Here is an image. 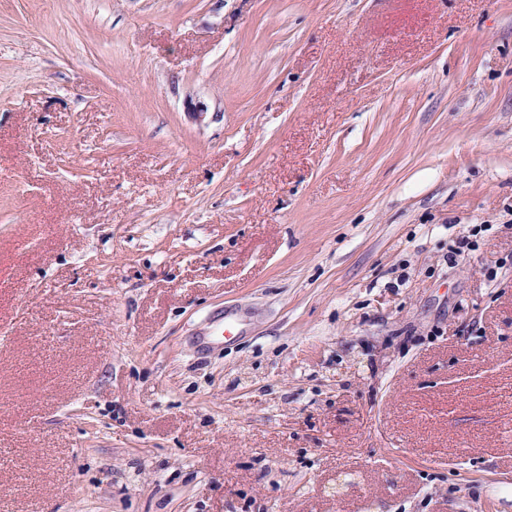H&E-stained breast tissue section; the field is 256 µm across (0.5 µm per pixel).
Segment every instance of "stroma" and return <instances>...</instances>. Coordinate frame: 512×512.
Instances as JSON below:
<instances>
[{
	"mask_svg": "<svg viewBox=\"0 0 512 512\" xmlns=\"http://www.w3.org/2000/svg\"><path fill=\"white\" fill-rule=\"evenodd\" d=\"M0 512H512V0H0Z\"/></svg>",
	"mask_w": 512,
	"mask_h": 512,
	"instance_id": "obj_1",
	"label": "stroma"
}]
</instances>
